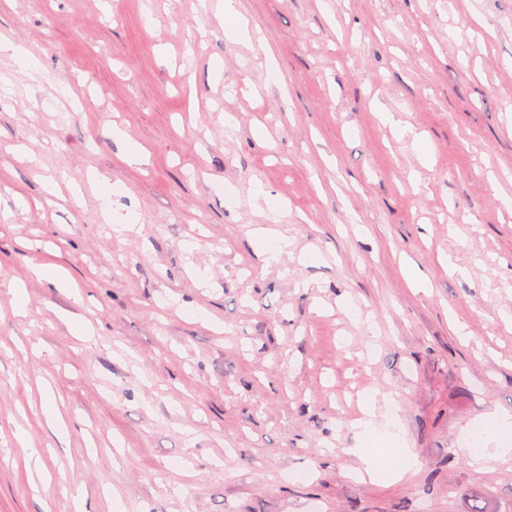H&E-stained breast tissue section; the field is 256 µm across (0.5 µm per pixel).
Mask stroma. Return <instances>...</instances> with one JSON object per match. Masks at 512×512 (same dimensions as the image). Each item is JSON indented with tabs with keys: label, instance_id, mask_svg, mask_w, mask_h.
<instances>
[{
	"label": "stroma",
	"instance_id": "1",
	"mask_svg": "<svg viewBox=\"0 0 512 512\" xmlns=\"http://www.w3.org/2000/svg\"><path fill=\"white\" fill-rule=\"evenodd\" d=\"M220 2L0 0V512H512V0ZM377 393L371 394L366 399L364 408L365 418L360 420L357 427L361 429V433L364 436V441L358 448H353L352 453L355 454L364 465V471L373 478L381 469L387 468L393 479L402 480L407 474L414 472L418 466V461L414 457L411 462L406 463L402 466L391 467L387 460L382 459L377 453L371 448H368L365 444V439L370 440L375 436L376 431L380 428L376 422V399ZM478 432H485L487 437L497 438L501 436L500 439L506 438L510 434L512 435V419L494 418L470 426L465 436L467 447L472 444L473 438Z\"/></svg>",
	"mask_w": 512,
	"mask_h": 512
}]
</instances>
